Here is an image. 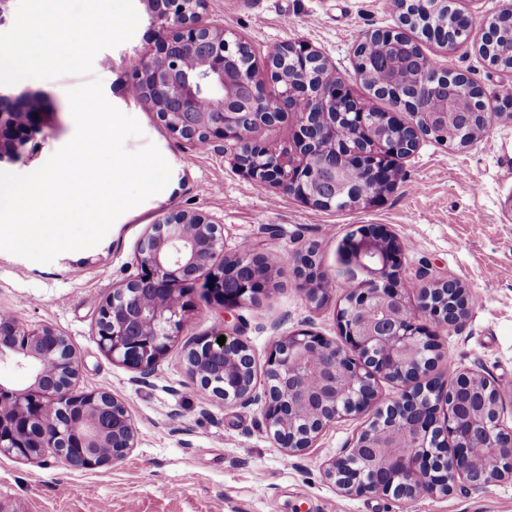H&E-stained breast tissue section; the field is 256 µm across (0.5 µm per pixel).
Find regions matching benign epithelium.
<instances>
[{
	"label": "benign epithelium",
	"instance_id": "obj_1",
	"mask_svg": "<svg viewBox=\"0 0 512 512\" xmlns=\"http://www.w3.org/2000/svg\"><path fill=\"white\" fill-rule=\"evenodd\" d=\"M190 0H165L153 11L160 33L157 56L133 67V83L158 117L195 149L216 141L237 144L239 166L258 183L274 185L303 202L348 206L374 204L395 184L396 157L433 137L448 136L446 112H421L408 124L392 112L375 116L349 101L348 85L309 81L323 67L308 45L276 49L266 72L236 67L239 40L209 23ZM295 77L284 78L285 66ZM402 100L411 111L418 97L440 98L470 83L464 73H437ZM298 98L307 109L270 112L276 99ZM479 118L470 140L494 121L512 123V100L488 114L481 95L469 99ZM295 117V149L273 151L251 139L254 127ZM39 113L0 94V161L12 158ZM404 245L386 233L351 234L343 260L352 276H365L338 310L343 344L300 329L276 340L265 360L266 384L257 391L255 356L241 338L205 336L187 347L191 377L224 404L262 407L273 440L290 452L310 447L329 424L372 413L346 453L325 464L328 480L345 494L381 493L413 502L424 494H448L462 482L485 485L512 479V429L501 421L503 400L494 385L474 373L455 381L422 382L434 366L432 327L457 328L472 298L457 279L420 288L410 306L396 257ZM224 228L202 212L169 213L151 225L135 256L138 273L112 289L97 307L96 340L113 360L135 371L153 368L180 335L189 295L200 276L219 305L240 308L269 286L270 268L250 249L220 263ZM293 276L305 298L317 303L330 285L313 247L301 254ZM0 365L27 375L21 387L0 380V451L34 461L49 449L64 464L94 470L123 460L136 447V428L124 402L106 391H76L78 361L66 336L50 326L29 330L0 313ZM386 378L400 395L377 405L375 383Z\"/></svg>",
	"mask_w": 512,
	"mask_h": 512
}]
</instances>
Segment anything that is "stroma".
Listing matches in <instances>:
<instances>
[{
	"label": "stroma",
	"mask_w": 512,
	"mask_h": 512,
	"mask_svg": "<svg viewBox=\"0 0 512 512\" xmlns=\"http://www.w3.org/2000/svg\"><path fill=\"white\" fill-rule=\"evenodd\" d=\"M511 1L457 0L476 20L461 47L418 40L437 67L464 71L490 102L501 86L512 85V74L492 67L478 47L487 21ZM49 8L48 0H0V51L27 39L47 55L64 53ZM128 8L132 22L117 32L104 0H66L69 26H83L94 14L107 32L92 38L79 67L0 72V92L26 93L43 112L41 132L15 159L0 161V169L32 172L64 146L75 131L67 91L97 78L106 99L142 128L127 149L155 145L173 160L175 182L146 209L113 225L95 247L62 253L48 264L0 251V312L26 328L51 326L67 336L79 362L76 390L106 391L124 401L137 445L125 459L94 471L72 469L49 455L26 462L0 454V512H92L101 501L110 512H512L510 480L462 484L448 496L429 495L407 506L379 494H341L323 467L351 447L368 416L337 420L312 448L291 454L268 435L260 406L218 403L190 377L184 360L189 341L226 330L252 348L260 386L269 350L289 332L309 329L340 342L337 312L353 286L342 261L344 240L360 228L381 229L406 245L400 269L410 302L418 300L424 269L470 289L464 326L438 331L434 373L445 381L462 370L488 378L504 394L502 420L512 428V123H492L463 148L423 139L413 155L396 159V184L378 203L317 209L242 172L231 144L192 148L162 125L150 104L132 98L131 68L156 54L157 33L146 0H129ZM202 12L234 32L257 67H265L277 48L303 42L349 85L357 103L388 109V101L375 99L356 77L354 59L366 31L399 28L389 0H204ZM180 210L222 222L225 256L249 247L277 255L279 263L271 287L240 308L223 309L194 288L183 332L154 368L141 373L100 350L96 306L137 274L135 254L150 225ZM311 245L331 279L318 304L306 300L291 274Z\"/></svg>",
	"instance_id": "35a3bbf8"
}]
</instances>
